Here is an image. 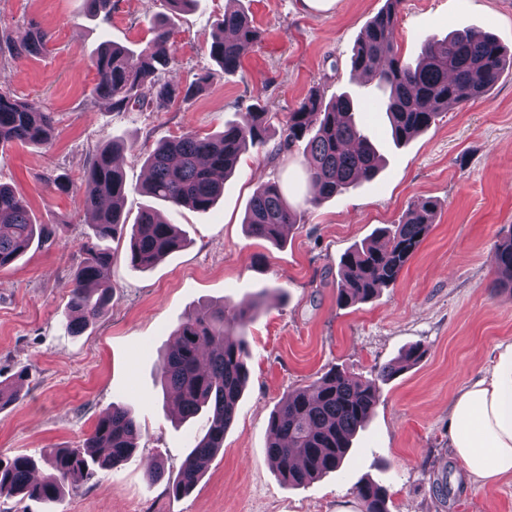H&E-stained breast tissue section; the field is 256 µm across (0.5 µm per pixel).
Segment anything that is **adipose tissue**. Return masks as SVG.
<instances>
[{
    "instance_id": "ef3b65f1",
    "label": "adipose tissue",
    "mask_w": 512,
    "mask_h": 512,
    "mask_svg": "<svg viewBox=\"0 0 512 512\" xmlns=\"http://www.w3.org/2000/svg\"><path fill=\"white\" fill-rule=\"evenodd\" d=\"M451 444L467 480L486 489L512 475V349L449 403Z\"/></svg>"
}]
</instances>
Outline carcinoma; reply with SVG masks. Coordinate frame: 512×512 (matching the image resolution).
Segmentation results:
<instances>
[{
    "mask_svg": "<svg viewBox=\"0 0 512 512\" xmlns=\"http://www.w3.org/2000/svg\"><path fill=\"white\" fill-rule=\"evenodd\" d=\"M402 3L386 0L358 39L352 61L354 70L388 90L387 98L372 106L386 112L397 144L428 129L440 110L485 96L504 66H512V55L478 28L431 39L422 46L417 65L406 62L394 42ZM220 27L233 32L234 38L215 37L210 55L220 72L229 75L241 66V48L259 41L261 34L241 10L224 11ZM151 34L138 50L106 42L96 55L94 93L112 101L115 110L146 100L163 109L178 99L192 98L212 78L206 74L185 89L165 79L173 61L171 30L165 22L155 21ZM46 41L45 33L29 25L15 32L7 50L12 59L20 60L38 52ZM357 108L347 95L327 102L315 91L284 117L275 152L284 153L306 142L307 177L319 184L318 195L307 203L316 205L376 177L382 158L356 124ZM269 121L270 113L257 103L241 122L225 124L219 133L187 132L158 143L145 158L144 193L174 207L209 210L223 194L224 178L234 173L240 157L251 147L265 145ZM52 136L51 113L40 102L18 101L0 93L1 146L13 142L47 145ZM133 148L132 143L118 142L101 147L84 176L85 205L93 211L94 220L83 245L84 257L69 285L66 329L71 334L82 333L112 301V285L103 277L111 254L99 242L118 240L131 228L129 261L142 269L153 267L186 242L181 230L159 220V213L150 206L140 212L135 224H126L122 209L126 185L114 160ZM435 215L432 200L416 199L400 223L377 231V239L385 243L372 239L346 252L336 281L337 304L368 302L379 289L394 285L428 235ZM297 221V211L279 184L267 182L255 188L243 224L249 236L280 243ZM50 234L46 225L33 223L21 196L0 185V269L14 263L35 238ZM497 256L498 280L493 288L512 290V235L500 241ZM258 307L256 301L223 303L187 315L174 331L175 342L161 358L165 391L178 408L177 415L185 419L208 410L205 434L195 440L171 483L176 495L192 490L223 449L224 433L249 379L245 330ZM422 355V348L413 346L399 361L380 366L369 378L333 369L310 386L289 392L269 420L267 455L282 480L290 487H301L340 468L354 436L380 399V386ZM140 436L136 419L114 404L99 415L82 448H46L38 460L27 455L0 458V497L55 503L73 476H92L126 461L138 448ZM39 462L51 473L38 481L33 473ZM354 494L361 512H389L382 486L365 482L355 487Z\"/></svg>",
    "mask_w": 512,
    "mask_h": 512,
    "instance_id": "obj_1",
    "label": "carcinoma"
}]
</instances>
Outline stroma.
Returning <instances> with one entry per match:
<instances>
[{
	"instance_id": "1",
	"label": "stroma",
	"mask_w": 512,
	"mask_h": 512,
	"mask_svg": "<svg viewBox=\"0 0 512 512\" xmlns=\"http://www.w3.org/2000/svg\"><path fill=\"white\" fill-rule=\"evenodd\" d=\"M225 0H195L168 12L163 0H112L109 17L93 16L83 0H0V42L31 24L47 34L37 55L20 60L0 52V92L36 100L51 113L54 138L45 147H0V183L28 203L49 238L0 269V382L20 398L0 408V456H39L45 448L81 447L100 413L128 408L141 427L138 448L113 471L70 482L64 497L0 498V512H359L355 486L386 488L390 512H512V476L495 490L461 480L450 447L448 404L512 345V293L493 290L498 242L512 235V70L484 97L440 113L432 125L394 145L385 111L357 113L385 164L376 178L319 206L305 205L306 151L297 143L273 156L280 139L250 149L205 212L152 202L142 191L144 158L158 141L192 131L223 130L261 101L285 114L311 90L324 99L347 92L365 101L383 88L353 71L354 46L385 0H337L328 9L302 0H239L262 32L241 69L220 76L209 55ZM168 16L173 31L171 77L182 85L206 72L214 78L188 102L165 109L146 103L124 111L93 93L92 60L103 41L131 49ZM478 27L512 50V0H403L395 42L405 59L432 37ZM134 143L120 154L128 222L149 205L185 231L187 244L152 269L133 268L126 241L109 242L106 278L113 286L105 314L80 334L65 327L68 285L83 258L90 215L82 181L98 147ZM69 193H53L56 176ZM280 183L301 220L278 246L250 237L243 219L257 184ZM437 202L434 224L397 283L348 307L336 304L340 259L384 226L399 223L411 201ZM263 298L248 327L250 381L224 449L187 495L169 494L206 414L178 423L166 404L159 360L190 312L206 305ZM422 360L381 387L378 404L353 440L342 466L293 489L266 455L269 418L282 399L331 368L366 377L412 346ZM163 458L166 480L147 473ZM447 477V506L432 497Z\"/></svg>"
}]
</instances>
